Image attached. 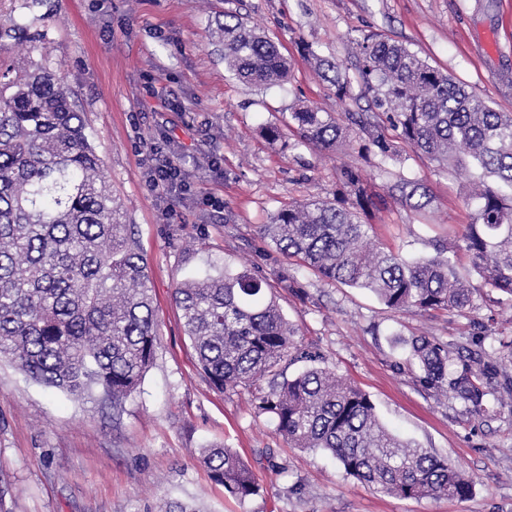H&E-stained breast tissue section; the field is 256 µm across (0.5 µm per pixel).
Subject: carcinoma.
Instances as JSON below:
<instances>
[{
  "instance_id": "carcinoma-1",
  "label": "carcinoma",
  "mask_w": 512,
  "mask_h": 512,
  "mask_svg": "<svg viewBox=\"0 0 512 512\" xmlns=\"http://www.w3.org/2000/svg\"><path fill=\"white\" fill-rule=\"evenodd\" d=\"M41 0H0V356L33 380L75 397L96 394L117 407L153 364L158 340L148 263L133 225L121 223L102 161L77 97L51 68L47 30L32 14ZM224 62L241 81L277 86L288 59L236 13L219 24ZM32 44L21 59L11 49ZM355 78L336 61L308 51L336 99L351 98L352 80L374 112H323L302 105L286 124L292 147L323 150L355 135L362 149L397 158L386 130L440 166L470 174L471 223L461 243L409 259L370 238L363 219L372 205L361 171L346 166L332 201L314 200L273 214L265 232L287 257L321 278L371 291L387 307L463 314L475 289L456 271L470 257L482 286L512 299V115L439 71L407 45L377 33L356 40ZM395 188L416 211L431 197L405 179ZM175 301L197 364L218 390L249 387L302 357L295 331L272 287L256 272L228 266L177 283ZM485 336L458 359L425 336L405 341L418 381L452 392L467 412L492 417L499 398L489 381L503 374ZM258 412L298 448L330 453L344 472L385 495L464 498L472 480L449 459L389 432L369 395L325 367L282 378L259 397ZM215 481L239 499L258 492L251 467L222 445L203 450Z\"/></svg>"
}]
</instances>
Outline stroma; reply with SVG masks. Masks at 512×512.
<instances>
[{
  "label": "stroma",
  "instance_id": "35a3bbf8",
  "mask_svg": "<svg viewBox=\"0 0 512 512\" xmlns=\"http://www.w3.org/2000/svg\"><path fill=\"white\" fill-rule=\"evenodd\" d=\"M41 12L51 66L80 97L112 195L148 261L158 345L118 408L45 387L0 357V512H161L169 500L197 512H512V402L492 418L471 417L461 400L416 380L404 349L426 335L465 351L473 319L491 337L512 331V301L492 302L462 253L457 270L476 290L467 315L398 312L301 267L264 231L281 209L334 198L342 166L355 165L372 195L377 244L427 256L458 244L470 223V175L419 159L402 142L397 160L386 161L362 156L356 139L321 152L261 132L300 104L339 111L310 56L354 73L355 41L372 32L512 113V0H46ZM227 12L278 44L287 83L247 86L227 69L216 34ZM159 150L183 159L190 189L181 202L149 188ZM401 178L427 188L429 208L389 195ZM226 265L263 276L317 365L368 393L401 439L450 457L473 479L472 494L376 492L329 453L294 447L257 413L267 381L216 390L197 366L173 293L181 279ZM211 444L251 466L256 495L238 499L212 479L202 459Z\"/></svg>",
  "mask_w": 512,
  "mask_h": 512
}]
</instances>
